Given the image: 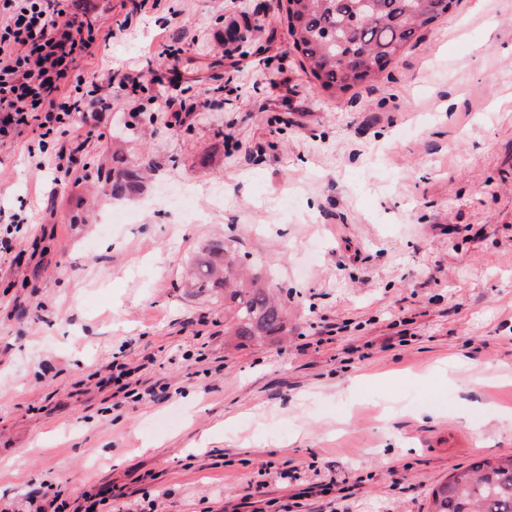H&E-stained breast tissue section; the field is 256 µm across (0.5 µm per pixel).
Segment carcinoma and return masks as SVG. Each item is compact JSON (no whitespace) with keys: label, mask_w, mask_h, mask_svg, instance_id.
Masks as SVG:
<instances>
[{"label":"carcinoma","mask_w":512,"mask_h":512,"mask_svg":"<svg viewBox=\"0 0 512 512\" xmlns=\"http://www.w3.org/2000/svg\"><path fill=\"white\" fill-rule=\"evenodd\" d=\"M456 0H286L288 32L305 70L325 90L346 92L381 73L418 41ZM143 168L97 166L92 178L100 191L121 197L139 185ZM191 287L224 290L232 311L225 332L247 342H261L288 332V299L258 276L245 277L240 257L215 242L194 261ZM428 512H512V455L474 461L433 489Z\"/></svg>","instance_id":"obj_1"}]
</instances>
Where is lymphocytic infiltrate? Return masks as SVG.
<instances>
[{
    "label": "lymphocytic infiltrate",
    "mask_w": 512,
    "mask_h": 512,
    "mask_svg": "<svg viewBox=\"0 0 512 512\" xmlns=\"http://www.w3.org/2000/svg\"><path fill=\"white\" fill-rule=\"evenodd\" d=\"M100 36L66 0H0V141L38 137L55 184L69 180L73 156L103 132L89 119L105 97L79 72Z\"/></svg>",
    "instance_id": "lymphocytic-infiltrate-1"
}]
</instances>
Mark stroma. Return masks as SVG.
<instances>
[{"label":"stroma","instance_id":"35a3bbf8","mask_svg":"<svg viewBox=\"0 0 512 512\" xmlns=\"http://www.w3.org/2000/svg\"><path fill=\"white\" fill-rule=\"evenodd\" d=\"M86 79L180 42L199 108L99 113L78 185L0 143V503L46 482L103 512H428L434 487L512 454V0H458L379 80L320 88L282 0H94ZM237 66H230V59ZM154 177L112 199L87 170ZM206 214L186 223L168 196ZM221 240L288 287V336L227 342L183 264ZM138 368L171 397L115 405ZM287 471L288 482L276 474ZM108 368L112 374V381L116 386L117 392L123 393L125 398H135L138 400L143 398L138 389L140 379L134 378L136 373L134 368H128L125 364H113V362ZM115 371L117 372L115 373Z\"/></svg>","mask_w":512,"mask_h":512}]
</instances>
